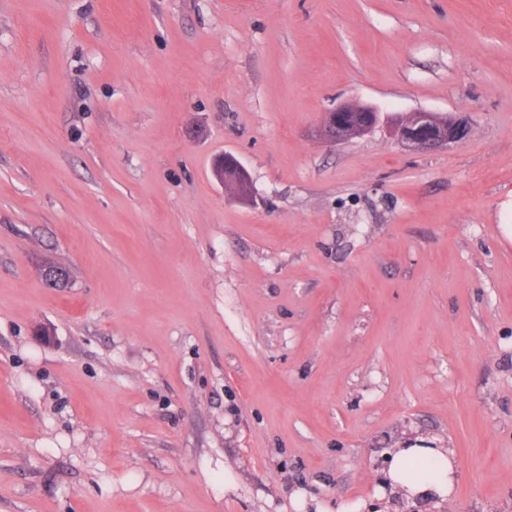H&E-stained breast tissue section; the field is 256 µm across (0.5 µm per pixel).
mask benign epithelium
I'll return each mask as SVG.
<instances>
[{"instance_id":"7a95c632","label":"benign epithelium","mask_w":512,"mask_h":512,"mask_svg":"<svg viewBox=\"0 0 512 512\" xmlns=\"http://www.w3.org/2000/svg\"><path fill=\"white\" fill-rule=\"evenodd\" d=\"M374 108L365 105L343 103L329 110L319 127V136L332 146L348 141L347 129L336 123L337 115L348 116L362 113L369 116ZM396 140L403 146L418 151H442L463 140L468 134V123L459 115H450L445 121L430 112H415L399 127L392 129ZM230 169L239 174L241 184L235 187L234 194L244 202L253 199L251 177L243 165L233 156L226 155L213 168L219 183H224V170Z\"/></svg>"}]
</instances>
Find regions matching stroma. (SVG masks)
<instances>
[{
    "label": "stroma",
    "mask_w": 512,
    "mask_h": 512,
    "mask_svg": "<svg viewBox=\"0 0 512 512\" xmlns=\"http://www.w3.org/2000/svg\"><path fill=\"white\" fill-rule=\"evenodd\" d=\"M510 226L512 0H0V512H512ZM368 112H376L373 107L352 103H343L330 109L319 127V136L332 146L340 145L348 141L349 127L342 128L336 123L337 115L350 116V113H364L365 117L370 116ZM468 123L459 115L441 121L430 112H415L398 128H392L396 140L411 150L442 151L463 140ZM224 168L237 172L242 181L239 186H235V190L233 191L235 196L244 202L252 201L254 192L253 184L249 173L243 165L231 155H225L215 164L213 174L217 181L227 188V185H224ZM419 469L423 470L419 474ZM411 471H415L412 476ZM453 460L439 448L411 445L399 448L391 465L393 483L407 487L416 496L425 494L443 498L454 481Z\"/></svg>",
    "instance_id": "1"
}]
</instances>
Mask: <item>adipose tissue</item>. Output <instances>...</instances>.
Masks as SVG:
<instances>
[{
	"label": "adipose tissue",
	"mask_w": 512,
	"mask_h": 512,
	"mask_svg": "<svg viewBox=\"0 0 512 512\" xmlns=\"http://www.w3.org/2000/svg\"><path fill=\"white\" fill-rule=\"evenodd\" d=\"M454 463L440 449L412 445L398 450L391 465L393 483L412 495L445 497L454 481Z\"/></svg>",
	"instance_id": "ef3b65f1"
}]
</instances>
